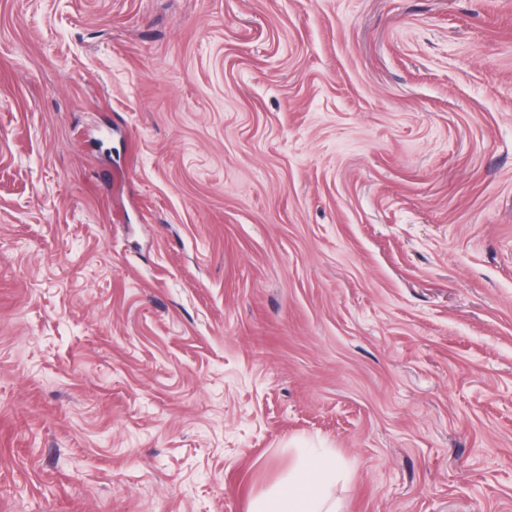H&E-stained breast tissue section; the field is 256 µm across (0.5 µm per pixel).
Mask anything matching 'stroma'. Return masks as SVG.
<instances>
[{"instance_id": "obj_1", "label": "stroma", "mask_w": 512, "mask_h": 512, "mask_svg": "<svg viewBox=\"0 0 512 512\" xmlns=\"http://www.w3.org/2000/svg\"><path fill=\"white\" fill-rule=\"evenodd\" d=\"M512 512V0H0V512ZM337 474L333 458L301 457L288 481L256 499L249 512H335L336 505L328 502L324 490L336 482Z\"/></svg>"}]
</instances>
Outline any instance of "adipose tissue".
Masks as SVG:
<instances>
[{"label": "adipose tissue", "instance_id": "1", "mask_svg": "<svg viewBox=\"0 0 512 512\" xmlns=\"http://www.w3.org/2000/svg\"><path fill=\"white\" fill-rule=\"evenodd\" d=\"M337 473L333 458H300L287 482L256 499L250 512H336L324 490L335 482Z\"/></svg>", "mask_w": 512, "mask_h": 512}]
</instances>
